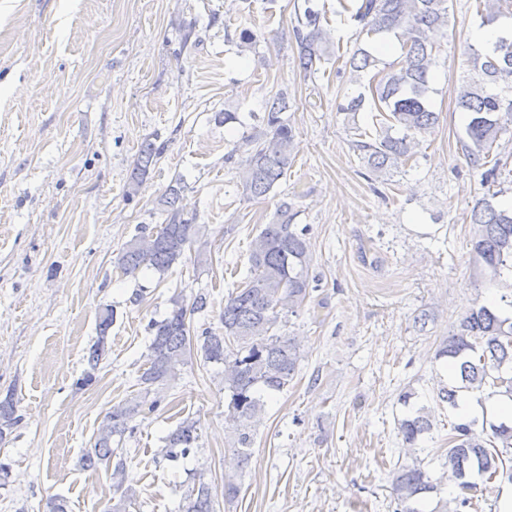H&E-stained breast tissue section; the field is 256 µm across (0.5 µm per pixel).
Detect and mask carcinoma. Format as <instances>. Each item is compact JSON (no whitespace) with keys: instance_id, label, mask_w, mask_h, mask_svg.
I'll return each mask as SVG.
<instances>
[{"instance_id":"1","label":"carcinoma","mask_w":512,"mask_h":512,"mask_svg":"<svg viewBox=\"0 0 512 512\" xmlns=\"http://www.w3.org/2000/svg\"><path fill=\"white\" fill-rule=\"evenodd\" d=\"M448 2L354 0L342 5L357 39L392 35L400 46V55L387 70L378 68L379 60L372 52L357 49L349 60L350 69L370 71L372 75L365 91L338 105L341 112H358L369 96L379 112L375 133L357 128L354 141L355 150L375 176L412 160L418 145L415 135L429 132L439 122L428 94L430 74L440 58L441 45L430 37L448 27ZM473 7L484 25L501 18L512 19V0H473ZM325 21L326 10L316 0H304L303 9L296 12L292 33L297 66L308 77L340 57V45ZM261 37L263 34L240 25L233 35L243 51L255 48ZM468 50L472 73L456 89L457 108L467 120L461 147L470 164L485 169L484 177L489 178L504 166L501 157H490L503 131L501 114L512 117V33H504L485 48L470 45ZM287 110L288 92L281 89L266 104L263 129L242 136L226 157L230 161L239 151L246 155L243 189L253 200L266 198L293 164L295 134L289 120L282 117ZM159 155L153 143L142 146L127 196L138 192L144 175ZM182 191L180 180H175L158 200L159 210L165 215L163 223L140 226L138 234L123 247L117 258L123 275L136 277L149 269L165 273L203 237L204 225L197 223V215L178 206ZM296 215L294 205L283 200L271 223L261 229L249 254V275L224 297V311L219 315L222 330L205 328L198 337L192 334L194 316L207 309L203 294L195 296L189 305L174 298L164 318L149 320L147 368L139 377L144 391L105 414L93 443L80 457L85 469L112 470V506L107 512H126L127 503L135 497V490L124 486L121 479L126 465L122 445L126 434L134 430L132 422L157 407L159 390L178 378L180 366L191 355L194 344L204 362L224 365L226 421L234 433L233 451L241 465H248L266 397L288 386L302 359L298 339L275 332L280 311H293L310 296L308 229L293 224ZM470 223L474 224L471 253L478 274L491 280L500 278L505 271L512 274V210L482 198L472 207ZM113 321L112 306L101 308L97 340L87 357L89 369L78 386L95 382V372L108 354L107 337ZM436 358H446L454 367L452 382L438 391V399L448 403L449 408L458 409L461 393L481 392L485 387L492 389V396L512 397V318L501 317L492 303L476 302L457 331L440 344ZM152 393L156 397L151 400ZM19 422L13 399L0 401V439ZM433 426L434 417L423 406L397 420L398 435L408 453H415L419 439ZM199 438L198 421L187 418L163 438L158 454L169 462L185 459L198 447ZM444 466L446 471L438 478L432 477L416 459L394 470L392 494L403 505V512H422L417 504L426 495L440 491L448 480L462 491L474 492L481 485L512 483V424L491 422L478 431L475 422L459 418L450 425ZM189 479L192 486L181 499L179 512H219L217 495L209 484L194 473ZM241 489L236 476H224L225 503L239 498Z\"/></svg>"}]
</instances>
